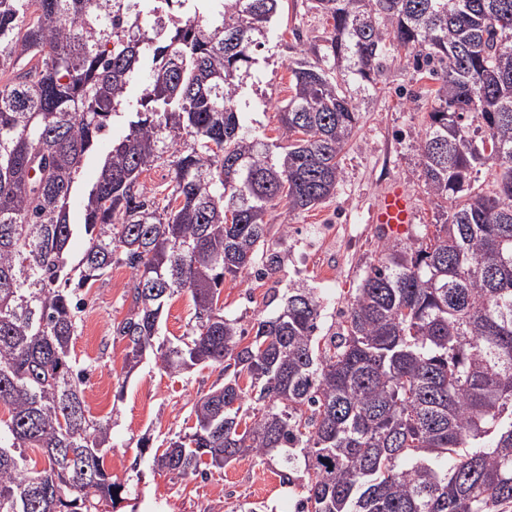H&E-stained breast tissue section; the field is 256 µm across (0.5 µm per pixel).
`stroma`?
Masks as SVG:
<instances>
[{"mask_svg":"<svg viewBox=\"0 0 512 512\" xmlns=\"http://www.w3.org/2000/svg\"><path fill=\"white\" fill-rule=\"evenodd\" d=\"M328 33L313 0H282L275 33L258 50L257 90L249 94L240 121L252 135L268 142L280 134L278 107L291 95L289 60L301 45L321 43ZM433 81L419 79L406 60L389 63L376 91L360 106L354 135L342 154L344 177L333 197L295 216L284 206L272 212L269 248L281 257V269L263 280L247 277L226 282L219 302L227 317L251 327L256 319L275 316L289 288H317L325 296L324 324L337 322L353 288L379 256L381 239L369 221L373 199L391 181L402 182L416 205L411 233L435 223L438 207L425 186L416 151V131L428 110ZM288 232H281V224ZM130 271L119 266L85 296L74 353L90 371L85 399L90 415L112 417V450L106 465L113 479L137 501L136 512H295L300 485L281 484L279 458L246 457L207 475L182 477L154 471L151 450L189 432L195 418L192 402L220 377L219 366L178 375L159 369L147 358L132 375L122 366L125 343L112 334L131 304ZM151 449L139 452L141 438Z\"/></svg>","mask_w":512,"mask_h":512,"instance_id":"1","label":"stroma"}]
</instances>
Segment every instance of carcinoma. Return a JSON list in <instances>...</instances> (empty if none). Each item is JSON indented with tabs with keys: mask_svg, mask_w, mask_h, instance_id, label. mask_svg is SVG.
I'll use <instances>...</instances> for the list:
<instances>
[{
	"mask_svg": "<svg viewBox=\"0 0 512 512\" xmlns=\"http://www.w3.org/2000/svg\"><path fill=\"white\" fill-rule=\"evenodd\" d=\"M187 2L0 0V512L127 501L105 465L112 417L89 414L72 354L84 293L117 265L131 272L125 375L149 355L168 374L224 375L154 469L277 456L282 484L305 474L297 512H512V0H315L332 31L288 63L271 144L240 107L281 0H194L191 20ZM394 53L439 84L416 135L436 223L382 244L325 334L323 296L290 288L244 342L218 306L224 281L277 273V205L336 194L360 116L349 85L375 86ZM124 109L76 224L80 169ZM161 161L163 205L141 180ZM184 292L191 331L158 340Z\"/></svg>",
	"mask_w": 512,
	"mask_h": 512,
	"instance_id": "cac0c4a2",
	"label": "carcinoma"
}]
</instances>
